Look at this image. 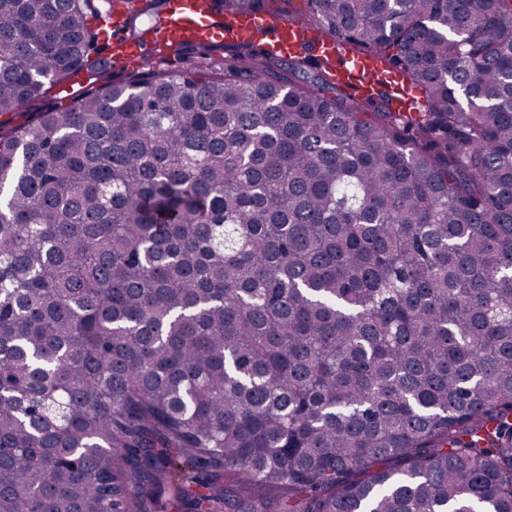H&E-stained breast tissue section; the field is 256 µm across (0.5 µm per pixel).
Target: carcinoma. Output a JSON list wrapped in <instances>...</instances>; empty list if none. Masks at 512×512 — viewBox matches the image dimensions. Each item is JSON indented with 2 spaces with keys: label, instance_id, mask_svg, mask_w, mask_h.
Instances as JSON below:
<instances>
[{
  "label": "carcinoma",
  "instance_id": "1",
  "mask_svg": "<svg viewBox=\"0 0 512 512\" xmlns=\"http://www.w3.org/2000/svg\"><path fill=\"white\" fill-rule=\"evenodd\" d=\"M115 2L0 0V512H512V0H308L366 97ZM198 52L199 50L180 59L177 57H165L161 53L155 52L153 63L150 65H153V67H151L153 69L161 70L171 68L193 69L200 60ZM81 77V83L74 82L72 85L67 86L68 82H66L62 85L54 86L49 90L47 97L28 104L21 111L0 115V123L5 124L6 127L15 126L23 123L32 112H39L48 105H67L88 84V81L84 80V76L81 75Z\"/></svg>",
  "mask_w": 512,
  "mask_h": 512
}]
</instances>
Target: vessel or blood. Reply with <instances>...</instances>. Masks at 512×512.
<instances>
[{"mask_svg":"<svg viewBox=\"0 0 512 512\" xmlns=\"http://www.w3.org/2000/svg\"><path fill=\"white\" fill-rule=\"evenodd\" d=\"M99 27L109 42L112 59L131 56L141 62L152 58L156 46L165 44L208 46L230 37L239 42L263 40L268 49L286 54L303 39L297 23H274L261 13L219 14L211 10L209 0H164L157 27L140 43L126 39L120 22L103 18Z\"/></svg>","mask_w":512,"mask_h":512,"instance_id":"b4317fda","label":"vessel or blood"}]
</instances>
